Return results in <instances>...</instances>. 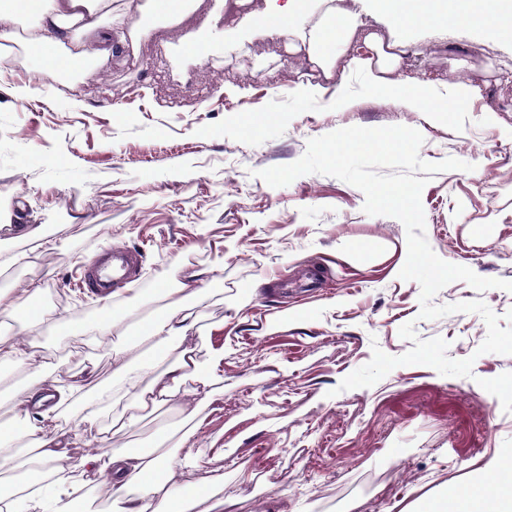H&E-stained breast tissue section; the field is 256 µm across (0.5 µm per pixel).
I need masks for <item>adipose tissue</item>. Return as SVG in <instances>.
Wrapping results in <instances>:
<instances>
[{
    "label": "adipose tissue",
    "instance_id": "1",
    "mask_svg": "<svg viewBox=\"0 0 512 512\" xmlns=\"http://www.w3.org/2000/svg\"><path fill=\"white\" fill-rule=\"evenodd\" d=\"M39 24L28 40L32 54L57 51L71 44L76 56L84 54V39L95 40L100 52L109 56L121 44L112 39L104 28V19H116L112 0H39ZM380 12L393 15L405 25L422 24L453 29L484 26L512 36V0H377ZM302 11V0H285L284 4L268 10L262 27L263 34L287 38L289 45H302L310 62L323 68L332 67L342 55L360 27L355 14L344 13L327 6L326 20L310 29H301L293 21ZM365 42L371 56L361 59L374 84L382 85L397 68L400 56L395 45H384L375 33H368ZM204 273L181 267L176 287L164 289L161 305L136 336H121L115 343L113 381L96 389L92 409L78 414L76 407L84 397L85 383H60L52 369L39 361L33 350L45 329L56 322L45 313L29 314L27 302L42 292L39 281H31L26 298H9L0 293V306L21 314L19 328L12 333L0 331V360L26 361L35 375L33 383L17 389L15 401L31 425L24 432L10 431L0 435V468L10 464V444L24 436L35 447L32 470L37 480L18 486L6 508L8 512H76V486L66 480L68 465L66 445L60 442L56 420L59 415L81 417L86 432L96 441L94 448L76 465L104 479L112 490L114 503L120 512H185L181 492L174 480L157 482L151 475L158 469H170L167 455L148 456L113 448L103 442L105 428L98 420L120 399L130 400L141 410L170 403L188 374H196L202 386L212 382L195 350L185 342V332L192 316L187 299L197 298ZM141 349L138 366H130L127 356L131 349ZM168 359V381L148 383L146 370L156 365L157 358ZM427 512H512V482L498 485L462 487L446 503L429 504Z\"/></svg>",
    "mask_w": 512,
    "mask_h": 512
}]
</instances>
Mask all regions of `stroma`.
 I'll list each match as a JSON object with an SVG mask.
<instances>
[{"label":"stroma","mask_w":512,"mask_h":512,"mask_svg":"<svg viewBox=\"0 0 512 512\" xmlns=\"http://www.w3.org/2000/svg\"><path fill=\"white\" fill-rule=\"evenodd\" d=\"M367 32L401 42L388 86L356 66L370 51L348 45L331 74L261 35L260 17L226 0H192L177 24L159 22L103 61L98 74L49 76L22 56L0 76V206H27L31 226L52 249L0 231V248L20 262L0 267V291L23 296L41 282L39 305L59 328L35 350L62 377L113 380L111 340L80 341L99 301L73 284L77 267L108 246L137 251L141 315L172 287L186 264L211 269L187 332L198 357L223 349L224 379L202 403L201 427L162 407L110 429L113 447L154 450L178 438L172 459L179 485L193 459L223 474L207 512H403L470 482L493 484L512 456V413L481 380L512 372V355L478 354L487 326L476 313L420 319L421 288L400 278L407 234L391 216L363 210L364 193L338 178L305 174L269 186L259 170L294 163L310 139L335 130L403 125L423 136L421 159L453 157L467 171L433 174L421 194L426 238L442 260L484 278L512 281V38L474 27L459 31L401 26L374 0H340ZM477 87L465 111L412 112L394 104L404 82ZM24 87L26 98L12 90ZM356 97L331 105L336 91ZM484 302L512 310V292L463 281L432 299ZM448 341V357L473 358L469 377L427 365L399 366L373 386L338 392L373 348L391 356L411 341ZM30 369L0 362V424L25 426L13 401Z\"/></svg>","instance_id":"1"}]
</instances>
